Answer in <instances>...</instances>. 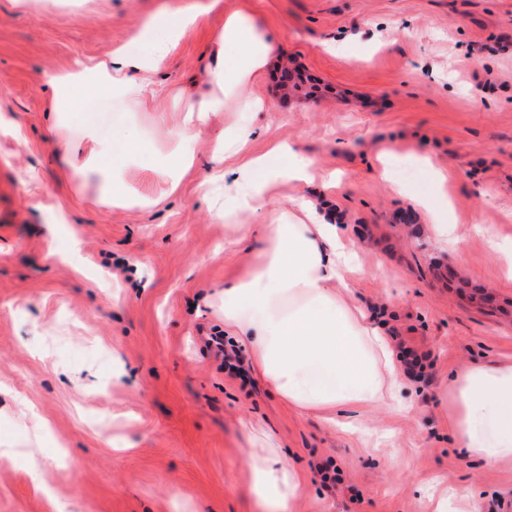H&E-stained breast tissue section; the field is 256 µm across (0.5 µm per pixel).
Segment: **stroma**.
<instances>
[{
    "label": "stroma",
    "instance_id": "1",
    "mask_svg": "<svg viewBox=\"0 0 512 512\" xmlns=\"http://www.w3.org/2000/svg\"><path fill=\"white\" fill-rule=\"evenodd\" d=\"M208 2L0 0V114L25 133L0 135V512H260L244 419L302 476L293 512H431L432 484L455 491L450 512L463 497L496 512L512 501V458L487 467L458 448L440 386L512 363V278L486 239L512 243V0H222L143 105L89 79L53 112L46 76L109 61L154 17ZM241 7L275 46L247 88L268 108L210 113L195 166L172 178L159 158ZM285 65L318 91L281 93ZM52 127L75 154L55 153ZM231 127L248 130V157L291 145L314 180L224 217L234 173L204 182ZM90 128L108 169L153 206L105 207L103 177L74 176ZM422 157L448 172L464 267L415 202L433 193ZM301 197L339 217L357 266L343 296L428 354L424 381L402 378L401 406L340 407L330 424L258 374L227 376L205 347L224 331L225 286L260 261V224Z\"/></svg>",
    "mask_w": 512,
    "mask_h": 512
}]
</instances>
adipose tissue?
Masks as SVG:
<instances>
[{
  "label": "adipose tissue",
  "mask_w": 512,
  "mask_h": 512,
  "mask_svg": "<svg viewBox=\"0 0 512 512\" xmlns=\"http://www.w3.org/2000/svg\"><path fill=\"white\" fill-rule=\"evenodd\" d=\"M216 10L224 11L222 0H210L203 10L165 13L135 35L136 42L146 45L145 53L124 51L111 65L51 76L55 106H62L71 85L90 74L143 104L153 93L152 74L180 40ZM224 13L217 43L223 63L209 72V92L185 118L179 132L184 142L197 138L208 113L224 110L228 103L238 102L245 112L265 107L260 99H243L239 93L269 65L272 46L249 12ZM238 171L227 193L232 211L253 208L276 179L305 180L309 162L289 145L278 144L239 165ZM298 210L300 216L293 221L277 216L264 225L268 247L254 273L224 290V329L246 339L253 367L300 411L392 406L400 377L395 352L381 327L370 326L363 313L332 289L350 267L351 256L324 214L304 200ZM444 394L451 404L450 425L458 447L488 466L512 458V364L468 367L449 378ZM246 462L257 499L271 512H291L302 480L269 439L250 434Z\"/></svg>",
  "instance_id": "obj_1"
}]
</instances>
